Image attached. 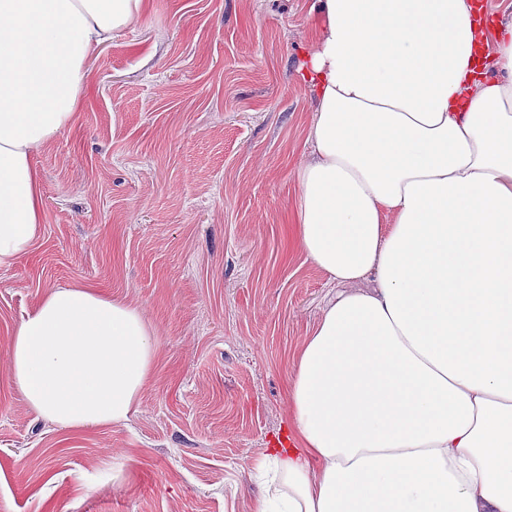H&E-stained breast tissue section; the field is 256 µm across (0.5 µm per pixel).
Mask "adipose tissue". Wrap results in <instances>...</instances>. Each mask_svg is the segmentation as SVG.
Here are the masks:
<instances>
[{"label": "adipose tissue", "mask_w": 512, "mask_h": 512, "mask_svg": "<svg viewBox=\"0 0 512 512\" xmlns=\"http://www.w3.org/2000/svg\"><path fill=\"white\" fill-rule=\"evenodd\" d=\"M296 244L344 288L295 356L256 512H512V22L471 0H321ZM143 0H0V268L31 252L33 155ZM139 307L76 283L12 332L11 381L62 429L128 420L155 363Z\"/></svg>", "instance_id": "1"}]
</instances>
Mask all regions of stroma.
<instances>
[{
	"label": "stroma",
	"mask_w": 512,
	"mask_h": 512,
	"mask_svg": "<svg viewBox=\"0 0 512 512\" xmlns=\"http://www.w3.org/2000/svg\"><path fill=\"white\" fill-rule=\"evenodd\" d=\"M317 4L144 0L92 52L77 121L34 153L43 237L0 269V512H255L291 361L337 291L288 245ZM80 281L139 307L157 354L128 422L61 429L15 390L9 345Z\"/></svg>",
	"instance_id": "stroma-1"
}]
</instances>
